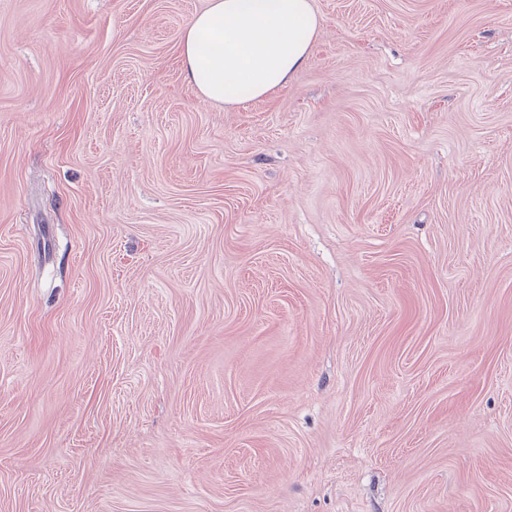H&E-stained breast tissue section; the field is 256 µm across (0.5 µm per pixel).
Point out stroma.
<instances>
[{"label": "stroma", "mask_w": 512, "mask_h": 512, "mask_svg": "<svg viewBox=\"0 0 512 512\" xmlns=\"http://www.w3.org/2000/svg\"><path fill=\"white\" fill-rule=\"evenodd\" d=\"M312 3L0 0V512H512V0ZM318 28L311 0H208L180 38L186 78L211 104L268 97L307 62Z\"/></svg>", "instance_id": "obj_1"}]
</instances>
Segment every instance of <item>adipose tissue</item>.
Masks as SVG:
<instances>
[{"mask_svg":"<svg viewBox=\"0 0 512 512\" xmlns=\"http://www.w3.org/2000/svg\"><path fill=\"white\" fill-rule=\"evenodd\" d=\"M318 28L312 0H208L180 38L186 78L212 104L268 97L307 62Z\"/></svg>","mask_w":512,"mask_h":512,"instance_id":"obj_1","label":"adipose tissue"}]
</instances>
